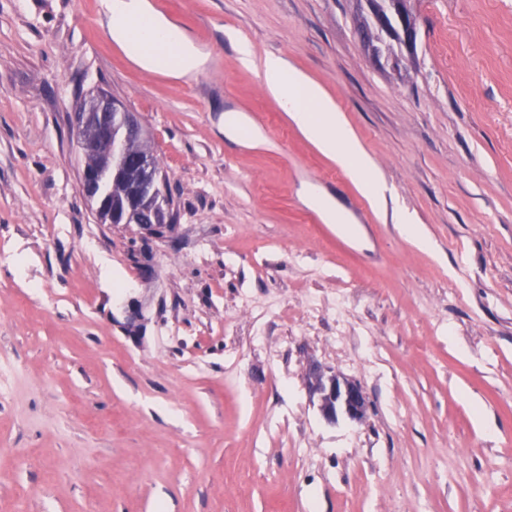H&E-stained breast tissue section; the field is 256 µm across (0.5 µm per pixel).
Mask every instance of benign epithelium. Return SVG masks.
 Returning <instances> with one entry per match:
<instances>
[{"mask_svg":"<svg viewBox=\"0 0 512 512\" xmlns=\"http://www.w3.org/2000/svg\"><path fill=\"white\" fill-rule=\"evenodd\" d=\"M370 15L372 39L371 52L376 60H384L392 72L407 61L414 60L418 41L417 19L409 9L410 0H364ZM395 41L406 49L404 55H393L387 42ZM72 135L77 147L85 156L94 150L112 149L119 141L127 142L143 137L142 127L133 112L106 92L89 95L74 113ZM133 168L142 172L136 183L127 189L128 212L126 220L140 214H149L157 220L165 207L162 180L152 154L140 153L132 158ZM109 173L99 167H86L82 173L81 192L96 204L98 216L115 224L119 219L112 214L111 193L104 190L96 194L88 189L92 184L103 185ZM308 387L319 395L320 412L331 423L341 419L360 421L365 417L368 400L363 388L356 382L331 371L314 366L308 372Z\"/></svg>","mask_w":512,"mask_h":512,"instance_id":"1","label":"benign epithelium"}]
</instances>
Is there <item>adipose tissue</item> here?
<instances>
[{
    "label": "adipose tissue",
    "instance_id": "adipose-tissue-1",
    "mask_svg": "<svg viewBox=\"0 0 512 512\" xmlns=\"http://www.w3.org/2000/svg\"><path fill=\"white\" fill-rule=\"evenodd\" d=\"M105 7L113 40L128 48L141 67L175 75L201 67L200 53L177 28L153 11L148 0H106ZM262 73L266 89L297 128L336 160L364 196L383 201L386 186L378 169L324 88L279 56L266 57Z\"/></svg>",
    "mask_w": 512,
    "mask_h": 512
}]
</instances>
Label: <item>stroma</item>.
<instances>
[{
  "label": "stroma",
  "mask_w": 512,
  "mask_h": 512,
  "mask_svg": "<svg viewBox=\"0 0 512 512\" xmlns=\"http://www.w3.org/2000/svg\"><path fill=\"white\" fill-rule=\"evenodd\" d=\"M151 3L199 71L142 69L102 0H0V512H512V0H413L401 81L364 0ZM270 55L336 102L385 203L266 90ZM96 89L167 179L163 239L81 195ZM313 362L361 383L365 422L323 419Z\"/></svg>",
  "instance_id": "obj_1"
}]
</instances>
